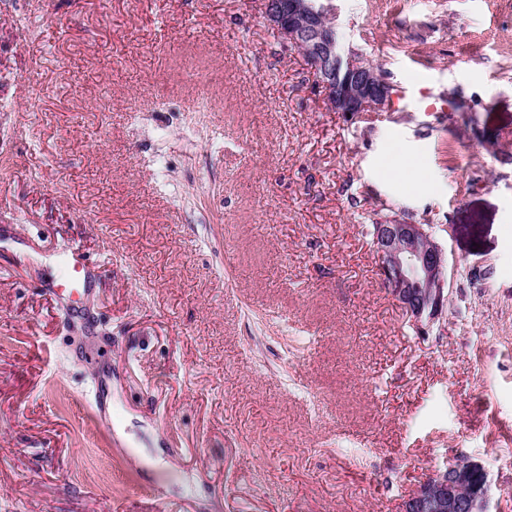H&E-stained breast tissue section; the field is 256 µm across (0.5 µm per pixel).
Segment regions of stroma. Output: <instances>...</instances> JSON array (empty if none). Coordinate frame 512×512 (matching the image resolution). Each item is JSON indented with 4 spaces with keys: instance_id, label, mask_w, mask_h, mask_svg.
Instances as JSON below:
<instances>
[{
    "instance_id": "1",
    "label": "stroma",
    "mask_w": 512,
    "mask_h": 512,
    "mask_svg": "<svg viewBox=\"0 0 512 512\" xmlns=\"http://www.w3.org/2000/svg\"><path fill=\"white\" fill-rule=\"evenodd\" d=\"M262 3L0 0V512H402L455 458L512 512V0H332L360 116ZM74 242L89 323L39 288ZM424 224H375L372 244L383 280L412 325L426 329L448 300L447 257Z\"/></svg>"
}]
</instances>
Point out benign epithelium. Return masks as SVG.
Returning a JSON list of instances; mask_svg holds the SVG:
<instances>
[{
    "label": "benign epithelium",
    "mask_w": 512,
    "mask_h": 512,
    "mask_svg": "<svg viewBox=\"0 0 512 512\" xmlns=\"http://www.w3.org/2000/svg\"><path fill=\"white\" fill-rule=\"evenodd\" d=\"M265 21L313 69L329 111L382 112L393 87L382 72L345 46L320 0H263ZM372 244L383 280L412 325L423 331L448 300L447 257L423 224H375ZM479 476L475 489H467ZM482 466L459 460L434 471L405 500L403 512H489Z\"/></svg>",
    "instance_id": "7a95c632"
}]
</instances>
